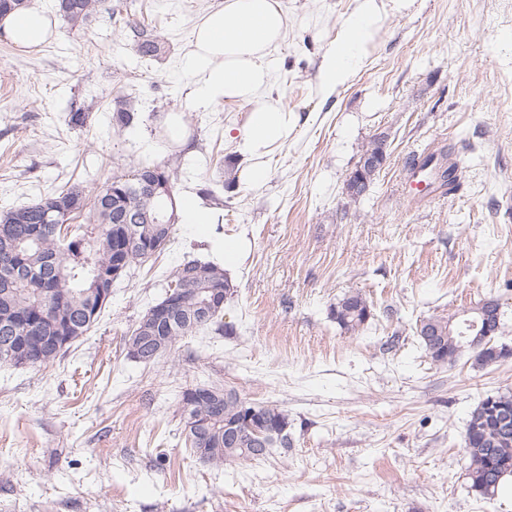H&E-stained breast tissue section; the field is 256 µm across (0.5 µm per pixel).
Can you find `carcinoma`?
I'll return each mask as SVG.
<instances>
[{
    "label": "carcinoma",
    "mask_w": 512,
    "mask_h": 512,
    "mask_svg": "<svg viewBox=\"0 0 512 512\" xmlns=\"http://www.w3.org/2000/svg\"><path fill=\"white\" fill-rule=\"evenodd\" d=\"M102 0H67V6L61 8L70 30L78 34L89 19L98 12ZM162 42L153 31L144 29L140 37V51L145 56H158ZM140 175L172 184L175 173L173 168L143 166ZM61 207L71 218H81L77 225L81 230V247L64 251L70 224H56V232L45 233L35 239L29 238V227L48 225L61 213L54 211ZM23 212V220L16 219ZM144 213L158 220L172 212V201L162 193L129 195L127 182L116 176L89 193L79 184L69 185L51 195L29 205L15 207L0 212V234L8 225L14 226L17 240L16 259L32 271L31 277L19 283L13 293L0 297V321L9 318L15 310H35L50 303L62 304L76 310L86 307V292L94 278L107 271L112 264V225L125 212ZM161 229L162 243L159 247L145 252V256H133L130 265L146 262L155 254L162 252L171 241L173 225L156 224ZM217 275L200 282L187 283L185 287L198 289V295L205 296L209 288H227L228 279L224 269L218 263L206 262ZM182 322L174 326L169 343L162 352L170 350L177 342L189 336H195L208 328L218 334L224 333L222 315L205 321L194 318V310L183 308ZM331 316L340 328L356 332L363 329L374 319V309L358 292H350L340 298L331 308ZM422 347L431 359L440 364H453L462 355L468 354L474 365L483 367L492 363V347L487 343H473L472 339L485 335L484 322L477 313L469 315L451 314L431 316L419 320L415 328ZM157 333L147 317H142L127 340L128 353L134 354L139 345L146 347L154 343ZM252 409L253 417L262 418L270 425L267 434L270 445L267 453L273 449L286 448L288 440V414L274 403H252L239 393L224 402L221 414L212 412L205 404H198L189 415H182L184 438L190 449L203 448L207 452V463L212 466L225 464L245 465L259 460L252 453V435L244 432L237 442L228 445L224 442V422H240L248 417L247 409ZM512 416V392H499L484 398L472 411L464 439L463 452L468 461L467 479L469 487L476 496L492 500L499 488L512 480V433L507 434L498 425L502 412Z\"/></svg>",
    "instance_id": "carcinoma-1"
}]
</instances>
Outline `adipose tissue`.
I'll use <instances>...</instances> for the list:
<instances>
[{"mask_svg": "<svg viewBox=\"0 0 512 512\" xmlns=\"http://www.w3.org/2000/svg\"><path fill=\"white\" fill-rule=\"evenodd\" d=\"M406 0H358V6L342 23L335 44L326 51L323 80L326 85L344 83L364 50L376 35L384 13L400 10ZM288 27L281 0H221L194 31L186 68L195 84V102L251 103L238 131L247 164L241 177L259 185L266 181V158L285 142L298 119L280 100H258L270 80L272 52ZM0 33L24 47L37 46L55 34L44 11L25 9L0 18Z\"/></svg>", "mask_w": 512, "mask_h": 512, "instance_id": "1", "label": "adipose tissue"}]
</instances>
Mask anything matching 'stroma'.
<instances>
[{
	"instance_id": "obj_1",
	"label": "stroma",
	"mask_w": 512,
	"mask_h": 512,
	"mask_svg": "<svg viewBox=\"0 0 512 512\" xmlns=\"http://www.w3.org/2000/svg\"><path fill=\"white\" fill-rule=\"evenodd\" d=\"M218 2L107 0L76 35L56 0H31L56 37L22 48L0 36V211L176 153L174 197L195 194L224 235L251 242L230 278L226 335L185 338L149 363L128 353L171 272L217 256L178 221L66 354L0 365V512H512V491L486 502L470 490L461 449L478 403L512 391V358L442 366L415 334L419 319L495 299L498 342L512 347V0H410L383 15L335 89L321 82L323 54L357 0H282L288 29L260 96L299 123L258 186L239 179L230 134L249 104L195 105L185 70ZM144 28L162 54L139 53ZM123 102L136 113L128 128L112 119ZM171 114L191 150L170 142ZM378 136L386 162L350 198L346 181ZM441 152L459 165L454 190L416 201L412 160ZM352 291L376 314L359 332L330 315ZM214 383L278 404L292 448L243 467L201 462L178 401Z\"/></svg>"
}]
</instances>
